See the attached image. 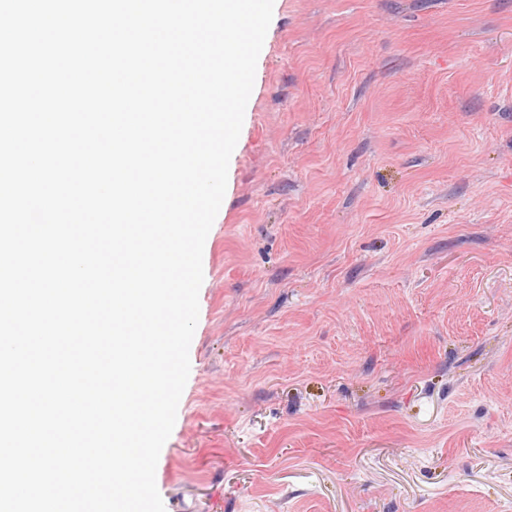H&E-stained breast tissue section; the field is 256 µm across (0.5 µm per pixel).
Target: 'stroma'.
Masks as SVG:
<instances>
[{
    "mask_svg": "<svg viewBox=\"0 0 512 512\" xmlns=\"http://www.w3.org/2000/svg\"><path fill=\"white\" fill-rule=\"evenodd\" d=\"M165 512H512V0H274Z\"/></svg>",
    "mask_w": 512,
    "mask_h": 512,
    "instance_id": "35a3bbf8",
    "label": "stroma"
}]
</instances>
